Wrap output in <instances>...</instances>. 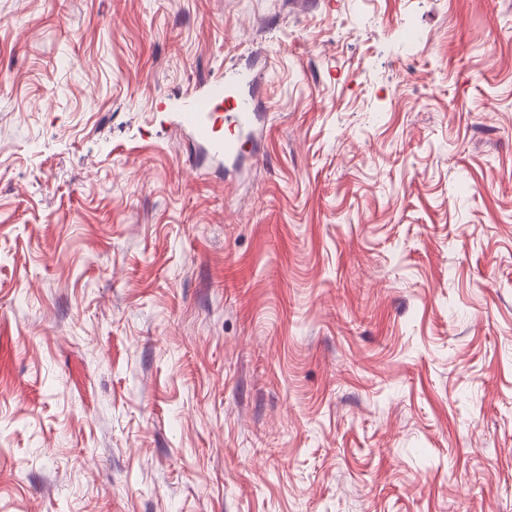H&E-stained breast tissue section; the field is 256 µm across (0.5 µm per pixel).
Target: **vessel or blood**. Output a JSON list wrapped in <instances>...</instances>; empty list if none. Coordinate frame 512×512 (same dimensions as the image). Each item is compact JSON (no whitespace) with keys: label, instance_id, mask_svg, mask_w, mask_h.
Returning a JSON list of instances; mask_svg holds the SVG:
<instances>
[{"label":"vessel or blood","instance_id":"1","mask_svg":"<svg viewBox=\"0 0 512 512\" xmlns=\"http://www.w3.org/2000/svg\"><path fill=\"white\" fill-rule=\"evenodd\" d=\"M224 101L228 117L232 125L247 128L252 124L256 105L253 100L237 98L229 95L228 85L224 82L211 83L204 93L195 95L188 101L183 114V123L195 136L205 139L210 135V121L213 105Z\"/></svg>","mask_w":512,"mask_h":512}]
</instances>
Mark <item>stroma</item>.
Here are the masks:
<instances>
[{
    "label": "stroma",
    "mask_w": 512,
    "mask_h": 512,
    "mask_svg": "<svg viewBox=\"0 0 512 512\" xmlns=\"http://www.w3.org/2000/svg\"><path fill=\"white\" fill-rule=\"evenodd\" d=\"M0 512H512V0H0ZM247 79L252 81V77H246L241 74L232 76V79L224 82H213L202 94H196L187 102L185 112H183V123L195 136L206 139L210 135V121L212 118L213 104L217 101L224 102L227 116L233 126L239 128H249L252 124L253 112H256V105L253 100L236 98L228 93V85ZM225 95V96H224Z\"/></svg>",
    "instance_id": "35a3bbf8"
}]
</instances>
